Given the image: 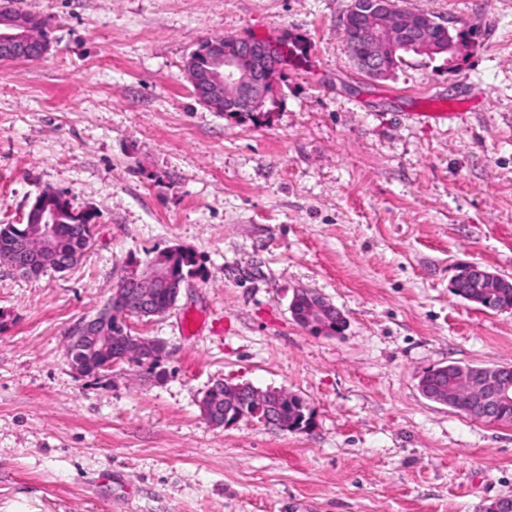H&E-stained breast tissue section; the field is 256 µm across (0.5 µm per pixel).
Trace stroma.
<instances>
[{"label": "stroma", "mask_w": 512, "mask_h": 512, "mask_svg": "<svg viewBox=\"0 0 512 512\" xmlns=\"http://www.w3.org/2000/svg\"><path fill=\"white\" fill-rule=\"evenodd\" d=\"M41 61L0 62V224L37 195L91 210L93 247L37 278L0 261V512H478L512 497V424L425 399L439 365L512 366V309L455 296L457 265L512 276V0H405L469 29L456 69L361 72L351 0H23ZM220 35L303 53L272 112L199 104L189 54ZM461 118L423 121L435 102ZM194 252L173 308L128 318L159 362L80 374L71 330L129 264ZM344 314L316 336L295 291ZM205 323L185 335L184 315ZM304 397L306 432L198 406L214 382Z\"/></svg>", "instance_id": "1"}]
</instances>
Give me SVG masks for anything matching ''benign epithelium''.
Here are the masks:
<instances>
[{"label": "benign epithelium", "instance_id": "obj_1", "mask_svg": "<svg viewBox=\"0 0 512 512\" xmlns=\"http://www.w3.org/2000/svg\"><path fill=\"white\" fill-rule=\"evenodd\" d=\"M17 13L18 10L8 3L0 5V61L43 59L50 44L33 37ZM353 25L366 45L353 59L362 72L374 79L385 78L393 72V68L380 64L384 51L390 48H406L431 58L449 53L453 61L458 60L461 52V43L454 40L450 26L403 7L400 0H368L359 23H353L350 13L343 17V29ZM437 30L445 32L446 39L436 38ZM292 61L293 52L285 42L228 35L224 37L222 53L211 41L195 49L187 62V72L196 100L216 112H272L274 108L270 104L276 99L277 77ZM26 218L37 220L38 237H28L21 248L0 255L20 273L26 261L39 263L53 252L57 229L54 214L49 210L40 211L33 206ZM464 285L476 288L467 293L466 298L479 305L493 289L512 288V282L503 275L474 263L456 268L451 289L457 291ZM183 287V282L168 265L153 263L143 269H130L113 289L100 314L80 321L71 331L67 349L72 363L84 372L100 361L102 355L112 351L114 337L105 333V315L119 309L138 318L156 316L154 295L157 289L167 288L177 298ZM290 310L298 324L318 336L339 335L346 325L344 314L336 306L305 289L294 294ZM121 348L124 354L134 352L149 359L165 352L161 344L129 334L123 337ZM511 372L508 366L442 365L420 379L419 390L425 398L448 407L463 394L482 419L497 423L500 405L512 400V380L508 378ZM296 398V394L282 389L264 391L248 383H226L224 410L207 399L200 401V409L202 416L215 425L234 426L252 414L269 425L287 428L289 423L281 417L280 411Z\"/></svg>", "mask_w": 512, "mask_h": 512}]
</instances>
